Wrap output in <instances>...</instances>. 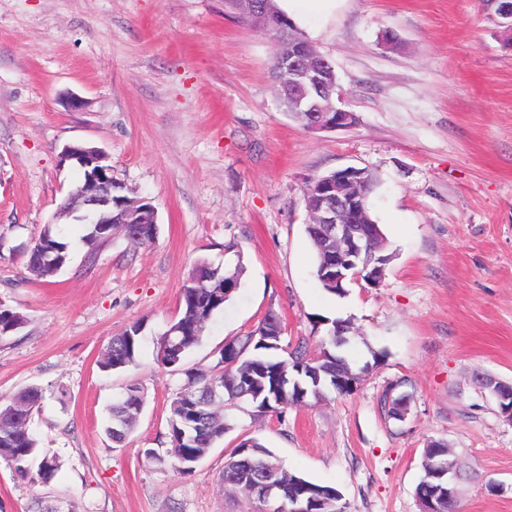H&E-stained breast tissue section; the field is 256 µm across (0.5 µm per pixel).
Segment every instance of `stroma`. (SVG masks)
Segmentation results:
<instances>
[{"label":"stroma","instance_id":"stroma-1","mask_svg":"<svg viewBox=\"0 0 512 512\" xmlns=\"http://www.w3.org/2000/svg\"><path fill=\"white\" fill-rule=\"evenodd\" d=\"M295 23L332 62L354 126L314 133L284 112L269 37L224 0H0V303L26 317L0 338V396L43 389L30 428L59 466L44 484L0 459V512H257L221 480L244 438L338 488L347 512H420L423 452L442 443L458 512H512V422L476 381L512 384V43L478 0H335ZM74 142L150 198L158 233L92 254L65 225L70 262L39 278L26 252L82 178L61 158ZM349 166L375 177L368 206L393 259L379 284L337 296L314 276L302 186ZM231 242L241 286L185 367L209 368L272 309L292 348L318 350L324 319L349 322L345 353L368 370L284 419L238 414L183 475L145 456L164 451L184 379L157 352L194 265L224 262ZM136 321L138 366L101 370ZM132 384L144 405L117 443L106 408ZM390 390L404 420L381 410Z\"/></svg>","mask_w":512,"mask_h":512}]
</instances>
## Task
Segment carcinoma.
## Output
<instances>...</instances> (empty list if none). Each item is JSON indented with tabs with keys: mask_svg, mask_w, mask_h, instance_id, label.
<instances>
[{
	"mask_svg": "<svg viewBox=\"0 0 512 512\" xmlns=\"http://www.w3.org/2000/svg\"><path fill=\"white\" fill-rule=\"evenodd\" d=\"M268 5L266 22L262 24L245 14L241 18L245 24L269 35L273 44L272 77L278 81L282 75L280 62L284 58L280 42L288 35V27L292 23L277 8L275 0H269ZM113 232L121 233L123 229L118 225L108 229L86 224L81 240L93 252L108 244ZM68 262V246L62 241L57 225H45L27 251V269L37 277H49L60 272ZM324 262V255L316 252L315 277L321 288L333 295H344L346 290L324 281L321 275ZM208 278L224 281V267L204 260L196 263L181 291V314L171 323L157 354L158 363L165 368L176 370L181 366L185 354L200 342L208 322L224 309L225 303L236 292L234 288H226L224 297L215 299L203 283ZM273 317L274 311H268L252 331L227 343L233 348L236 363H225L224 350L221 349L209 370H183L184 380L169 404V447L162 454L152 448L146 449L145 455L149 460L180 474H189L194 465L233 427L229 411L266 413L273 404L266 405L262 401L252 404L248 397L241 396L239 383L247 379L262 392L263 398H272L274 384L284 371L306 390V398L320 401L327 398V390L315 389L307 375L309 368L320 369L321 375L331 380L351 371L346 360L336 353L344 342L336 337L335 322H330L327 327L318 353H311L299 345L287 355L280 356L277 351L282 349V337L278 336ZM25 323V316L17 315L15 309L4 304L0 306V338L17 331ZM142 330L143 324L134 322L112 337L100 362L101 369L111 371L137 365ZM43 399L42 388L29 386L0 401V414L7 412L15 403H22L26 408L22 424L0 428V458L13 464L15 473L21 478L32 477L29 462L39 452V442L29 423ZM143 404V394L138 387L131 386L108 408L109 421L113 426L107 427V433L111 434L113 441L125 439L137 421L133 413L140 412ZM258 469L273 471L283 483H288V473L270 449L254 438L242 439L226 459L221 479L242 492Z\"/></svg>",
	"mask_w": 512,
	"mask_h": 512,
	"instance_id": "1",
	"label": "carcinoma"
}]
</instances>
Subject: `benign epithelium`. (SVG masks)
<instances>
[{
  "instance_id": "benign-epithelium-1",
  "label": "benign epithelium",
  "mask_w": 512,
  "mask_h": 512,
  "mask_svg": "<svg viewBox=\"0 0 512 512\" xmlns=\"http://www.w3.org/2000/svg\"><path fill=\"white\" fill-rule=\"evenodd\" d=\"M486 9L504 20L512 29V0H485ZM329 62L305 45L288 49V106L298 114L311 131L343 129L355 123L354 113L339 108L333 103L323 105L319 99L329 92L327 68ZM62 160L72 161L90 169L89 177L77 188L71 190L61 205L67 214L90 224H112V195L122 190V185L112 180V165L108 155L82 143L69 144L61 152ZM363 168L347 167L336 171V178L325 177L315 182L318 202L309 208V223L321 226L320 236L332 246L329 277L342 288L347 281H354L367 275V281L378 282L384 271L385 259L375 256V227L372 224H354L352 220L364 212L366 199L361 190ZM121 223L133 225L139 232V225L156 223V210L142 208L130 202ZM484 387L493 389L498 402L511 403L504 413L512 421V384L486 380L477 376ZM430 483L437 486L436 492H444L448 506L457 500L456 474L445 460L437 461L429 470ZM253 490L267 504L278 503L279 491L283 484L268 477H256Z\"/></svg>"
}]
</instances>
